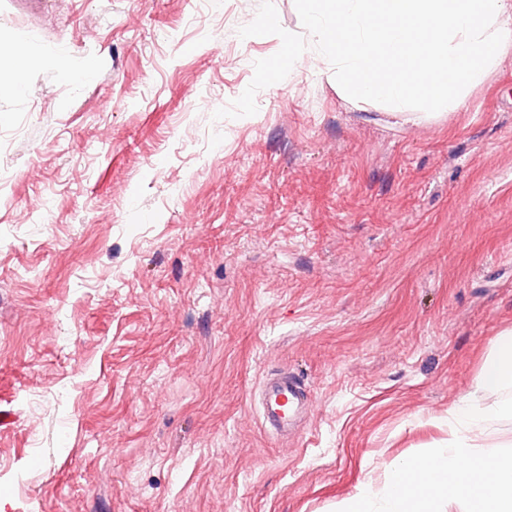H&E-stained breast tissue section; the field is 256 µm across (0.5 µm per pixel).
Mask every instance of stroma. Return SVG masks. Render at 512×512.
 Listing matches in <instances>:
<instances>
[{
	"label": "stroma",
	"mask_w": 512,
	"mask_h": 512,
	"mask_svg": "<svg viewBox=\"0 0 512 512\" xmlns=\"http://www.w3.org/2000/svg\"><path fill=\"white\" fill-rule=\"evenodd\" d=\"M261 0H0L58 50L0 96V512H338L482 406L512 330V49L405 123L276 53ZM317 405L285 438L267 375ZM37 467H30V458Z\"/></svg>",
	"instance_id": "35a3bbf8"
}]
</instances>
